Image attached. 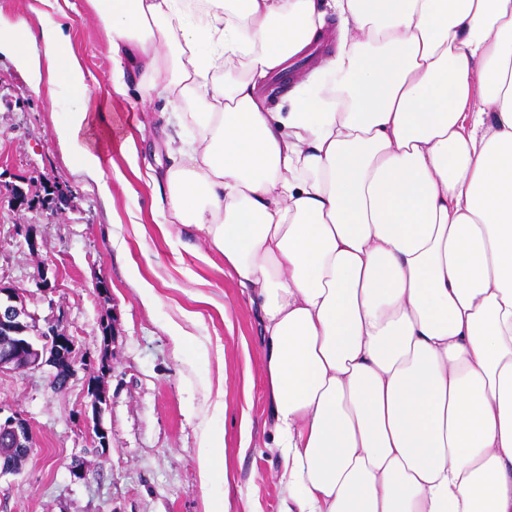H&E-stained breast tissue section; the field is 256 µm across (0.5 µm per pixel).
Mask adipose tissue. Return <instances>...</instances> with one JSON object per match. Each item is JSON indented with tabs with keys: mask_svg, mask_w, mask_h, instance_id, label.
I'll use <instances>...</instances> for the list:
<instances>
[{
	"mask_svg": "<svg viewBox=\"0 0 512 512\" xmlns=\"http://www.w3.org/2000/svg\"><path fill=\"white\" fill-rule=\"evenodd\" d=\"M92 3L192 131L156 223L259 308L280 512H512V0ZM0 55L74 99L55 138L111 198L65 28L0 11Z\"/></svg>",
	"mask_w": 512,
	"mask_h": 512,
	"instance_id": "adipose-tissue-1",
	"label": "adipose tissue"
}]
</instances>
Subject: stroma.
Instances as JSON below:
<instances>
[{
	"mask_svg": "<svg viewBox=\"0 0 512 512\" xmlns=\"http://www.w3.org/2000/svg\"><path fill=\"white\" fill-rule=\"evenodd\" d=\"M0 10L67 24L100 102L102 119L88 140L126 177L108 200L88 186L53 136L71 98L50 105L0 60V285L20 290L32 338L55 323L75 340V372L64 388L49 366L0 373V414L22 416L32 430L19 475L0 479V512H212L219 501L227 512H278L282 460L272 447L258 308L199 232L161 233L153 190L121 150L129 145L143 169L165 161V141L178 132L166 100L145 98L139 72L112 55L90 0H0ZM117 67L126 82L119 94L106 81ZM14 184L30 194L57 184L71 201L59 211L38 203L17 210L9 201ZM136 269L153 284L156 303L142 301ZM45 275L51 288L39 285ZM106 325L114 332L108 346ZM103 354L105 448L86 423L85 363ZM206 437L218 450L207 482L198 460Z\"/></svg>",
	"mask_w": 512,
	"mask_h": 512,
	"instance_id": "35a3bbf8",
	"label": "stroma"
}]
</instances>
